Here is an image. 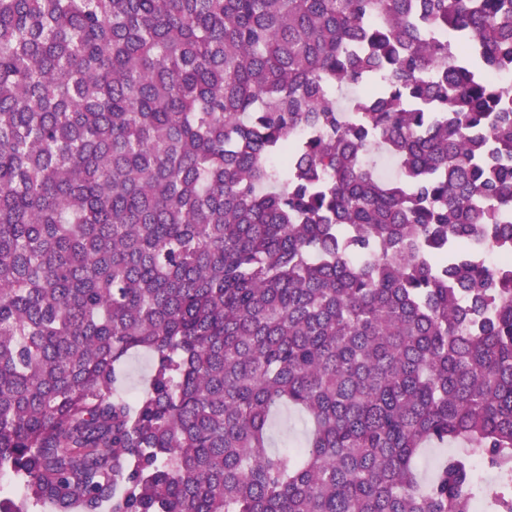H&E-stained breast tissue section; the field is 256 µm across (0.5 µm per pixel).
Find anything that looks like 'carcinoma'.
I'll return each mask as SVG.
<instances>
[{
  "label": "carcinoma",
  "instance_id": "1",
  "mask_svg": "<svg viewBox=\"0 0 512 512\" xmlns=\"http://www.w3.org/2000/svg\"><path fill=\"white\" fill-rule=\"evenodd\" d=\"M501 76L512 0H0V512H475V453L512 482ZM150 373V359L145 354L129 358L123 369V390L128 393H139L147 385ZM308 434L305 416L288 408H279L271 418L270 450L283 451L301 446ZM465 446L452 443L448 444L444 448H436L434 446H428L423 448L419 458L418 473L419 477L423 482L428 481L440 465L442 459L448 455V453L456 451H464Z\"/></svg>",
  "mask_w": 512,
  "mask_h": 512
}]
</instances>
